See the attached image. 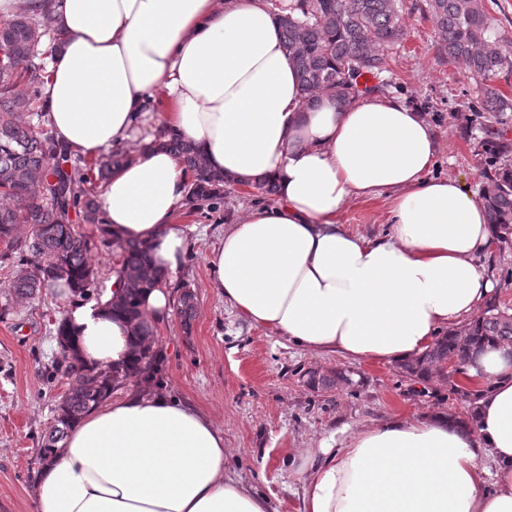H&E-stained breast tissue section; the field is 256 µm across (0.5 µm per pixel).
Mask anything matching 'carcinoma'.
<instances>
[{
    "label": "carcinoma",
    "instance_id": "1",
    "mask_svg": "<svg viewBox=\"0 0 512 512\" xmlns=\"http://www.w3.org/2000/svg\"><path fill=\"white\" fill-rule=\"evenodd\" d=\"M280 9L283 47L292 60L306 104L321 94L339 103L362 93L380 91L383 64L406 38L409 30L403 0H275ZM437 33L439 56L462 65L479 86L480 106L496 124L512 119V100L494 85L496 78L512 71V40L494 34V19L483 0H427ZM48 21L26 11L0 21V238L10 239L0 265L11 271L8 293L15 299L31 298L41 290L58 296L64 286L74 296L89 301L95 295L96 271L90 255L100 248L117 247L121 253L118 273L124 291L111 308L136 324L139 345L127 376L156 375L161 362L154 350L156 329L140 309L143 293L154 287L160 275L152 272L144 246L134 240H114L100 235L94 240L75 228L106 219L99 210L94 182H102L128 161L116 152L100 163L73 159L41 124L37 104L41 98L43 67L35 63L43 55ZM377 83L368 84L366 74ZM162 146L191 174L189 199L198 210L211 208L220 196L224 178L207 169L194 145L181 137L162 136ZM482 198L490 223L502 234H512V167L506 165L484 183ZM25 224V236L16 235ZM184 327L195 314V296L184 289L174 303ZM57 353L55 371L70 379L69 389L58 402L54 434L42 442L40 457L54 453L68 429L90 409L107 400L115 389L110 370L85 366L76 355L75 341L65 319L55 321ZM512 342V314L496 301H488L462 332L450 330L438 337L422 357L401 364L402 372L419 380L431 370L448 384V398L460 401L461 421H476L475 393L457 384L455 375L489 341Z\"/></svg>",
    "mask_w": 512,
    "mask_h": 512
}]
</instances>
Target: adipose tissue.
Masks as SVG:
<instances>
[{
	"instance_id": "ef3b65f1",
	"label": "adipose tissue",
	"mask_w": 512,
	"mask_h": 512,
	"mask_svg": "<svg viewBox=\"0 0 512 512\" xmlns=\"http://www.w3.org/2000/svg\"><path fill=\"white\" fill-rule=\"evenodd\" d=\"M47 17L43 119L75 157L132 146L100 188L104 231L141 242L162 280L142 300L163 323L189 252L177 220L188 173L157 143L193 142L230 185L277 186L248 208L209 261L213 286L255 326L357 362L420 358L494 291L481 194L431 173L430 123L393 93L306 108L269 0H0V17ZM385 197L389 227L340 222L354 198ZM67 305L80 359L117 391L91 409L40 469L38 512H271L230 469L224 432L160 387L126 379L137 338L110 302ZM474 429L437 412L393 417L339 447L296 449L299 512H512V345L468 364Z\"/></svg>"
}]
</instances>
